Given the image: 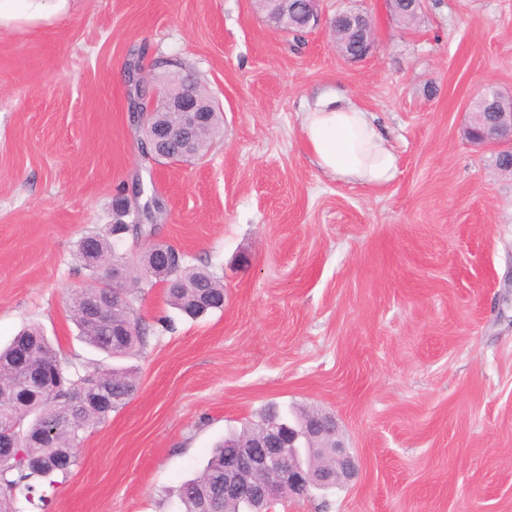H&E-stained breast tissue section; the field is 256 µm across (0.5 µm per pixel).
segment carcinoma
Returning a JSON list of instances; mask_svg holds the SVG:
<instances>
[{
  "label": "carcinoma",
  "instance_id": "carcinoma-1",
  "mask_svg": "<svg viewBox=\"0 0 512 512\" xmlns=\"http://www.w3.org/2000/svg\"><path fill=\"white\" fill-rule=\"evenodd\" d=\"M305 0H289L288 24L293 39L304 38L308 30L302 25ZM339 52L347 56H357L363 52L354 30L342 29L336 33ZM477 118H484L486 112H512V100L495 94L480 92L473 102ZM92 246L102 252V261L122 260L115 243L97 234L83 236L77 252L83 247ZM168 259L175 265L176 274L170 279L166 294L170 305L189 317H197L210 310L209 301L224 297V283L207 271L192 267L173 247L168 248ZM70 312L83 340L94 349L113 359L128 356L146 344L150 328L137 314L132 304L123 300L111 307L109 321L98 325L87 318L86 301L82 293L69 297ZM129 324L134 329L132 336H118L116 331ZM21 347H28L32 354V367L35 373H61L59 393L48 397L42 405L34 408L23 407L17 396L12 413L15 417L13 432L16 447L9 458L0 460V512H13L12 504L24 501L39 512H46L50 500L42 491L44 482L55 474L66 475L76 465L73 449L79 442L80 433L104 421L115 408L125 404L127 398L137 388L136 372L129 368L108 367L92 373L81 374L71 371L62 361L49 339L37 327L21 331L4 348L0 349V389L18 385L20 374L10 366L14 353ZM86 393L89 401L82 407L76 427L56 428L55 419L61 413L66 400L61 395ZM299 411L282 413L270 407L240 429L232 431L212 449L204 468L194 477L184 481L177 489V496L184 512H241L243 501L215 498V486L224 481V458L229 448L242 444L254 436L260 424L265 421L293 419ZM51 430L54 435L41 441L33 436Z\"/></svg>",
  "mask_w": 512,
  "mask_h": 512
}]
</instances>
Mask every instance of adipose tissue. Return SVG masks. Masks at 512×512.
<instances>
[{
    "label": "adipose tissue",
    "instance_id": "1",
    "mask_svg": "<svg viewBox=\"0 0 512 512\" xmlns=\"http://www.w3.org/2000/svg\"><path fill=\"white\" fill-rule=\"evenodd\" d=\"M69 0H0V26L63 14ZM302 129L314 163L325 173L378 186L393 180L397 159L371 113L339 98L304 112Z\"/></svg>",
    "mask_w": 512,
    "mask_h": 512
}]
</instances>
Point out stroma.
I'll return each instance as SVG.
<instances>
[{"mask_svg": "<svg viewBox=\"0 0 512 512\" xmlns=\"http://www.w3.org/2000/svg\"><path fill=\"white\" fill-rule=\"evenodd\" d=\"M321 8L299 47L257 0H70L0 26V346L36 324L79 371L107 364L66 299L95 280L79 239L136 181L163 208L120 245L129 266L162 242L224 284L193 320L158 279L132 290L152 328L126 360L138 388L83 433L51 512H180L179 485L270 405L335 414L360 466L275 512H512V176L466 136L479 91L512 98V0H425L411 25L386 0ZM349 9L375 27L356 62L328 24ZM134 63L150 89L190 71L217 104L195 164L141 156ZM323 93L376 116L392 182L312 163Z\"/></svg>", "mask_w": 512, "mask_h": 512, "instance_id": "stroma-1", "label": "stroma"}]
</instances>
